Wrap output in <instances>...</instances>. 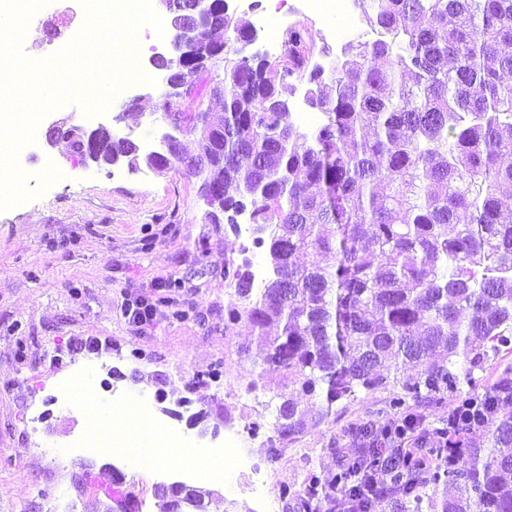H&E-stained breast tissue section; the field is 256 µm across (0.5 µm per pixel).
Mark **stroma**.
<instances>
[{"instance_id": "stroma-1", "label": "stroma", "mask_w": 512, "mask_h": 512, "mask_svg": "<svg viewBox=\"0 0 512 512\" xmlns=\"http://www.w3.org/2000/svg\"><path fill=\"white\" fill-rule=\"evenodd\" d=\"M147 89L139 82L123 91L144 97L118 125L136 141L156 132ZM49 161L59 178L41 196L0 210V512H110L104 491L115 484L136 512H159L162 487L182 479L173 465L134 479L123 459L74 450L88 433L89 409L80 401L55 404L61 386L92 385L108 405L147 386L154 417L192 448L223 445L225 429H235L232 490L207 476L191 481L211 492L209 512H306L309 476L338 472L341 449L364 428L410 412L435 432L462 398L512 372L511 344L456 390L404 398L400 409V386L359 391L269 458L265 441L291 390L280 372L255 368L249 323L224 325L231 299L225 261L259 268L266 247L229 224L204 223L197 181L180 167L88 174L73 167L65 144L50 147L40 138L18 156L32 176ZM137 294L175 296L185 316L137 328L121 312L124 297ZM89 338L101 350L83 349ZM50 448L64 449L65 463L48 460ZM285 487L291 497H282Z\"/></svg>"}]
</instances>
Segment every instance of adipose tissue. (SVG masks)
Masks as SVG:
<instances>
[{"instance_id":"adipose-tissue-1","label":"adipose tissue","mask_w":512,"mask_h":512,"mask_svg":"<svg viewBox=\"0 0 512 512\" xmlns=\"http://www.w3.org/2000/svg\"><path fill=\"white\" fill-rule=\"evenodd\" d=\"M147 395V388L133 389L125 406L111 409L100 403L92 388H83L80 393L82 400L97 410L95 419L89 423L92 431L110 429L132 438L137 447L136 456L129 463V474L133 477L171 464L175 454L171 449L161 447L155 436L145 403Z\"/></svg>"}]
</instances>
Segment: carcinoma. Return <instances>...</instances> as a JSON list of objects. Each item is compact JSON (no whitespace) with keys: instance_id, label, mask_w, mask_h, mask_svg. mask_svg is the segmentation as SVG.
Masks as SVG:
<instances>
[{"instance_id":"cac0c4a2","label":"carcinoma","mask_w":512,"mask_h":512,"mask_svg":"<svg viewBox=\"0 0 512 512\" xmlns=\"http://www.w3.org/2000/svg\"><path fill=\"white\" fill-rule=\"evenodd\" d=\"M373 40L332 55L298 21L285 52L256 66L224 59L217 98L224 116L175 113L174 132L198 138L183 165L199 189L224 191V218L239 230L248 211L256 243L268 245L267 277L229 261L235 300L224 321H247L260 339L262 370L281 371L300 398H320L314 416L289 398L278 408L279 441L326 420L360 388L390 382L412 398L457 385L489 352L512 342V216L498 197L512 185V0H355ZM246 48L252 31L224 16V41ZM213 31L184 45L181 72L197 81ZM306 81L325 121L290 120L289 99ZM335 253L336 264L318 257ZM275 326L271 336L267 328ZM410 367L415 374L399 377ZM479 436L459 425L447 457L426 467L404 448H358L342 470L314 476L371 512L363 488L384 454L392 512H512V378L476 397Z\"/></svg>"}]
</instances>
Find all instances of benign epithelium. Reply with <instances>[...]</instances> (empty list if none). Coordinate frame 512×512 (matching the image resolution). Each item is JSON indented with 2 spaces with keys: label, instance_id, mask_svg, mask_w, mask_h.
I'll list each match as a JSON object with an SVG mask.
<instances>
[{
  "label": "benign epithelium",
  "instance_id": "7a95c632",
  "mask_svg": "<svg viewBox=\"0 0 512 512\" xmlns=\"http://www.w3.org/2000/svg\"><path fill=\"white\" fill-rule=\"evenodd\" d=\"M211 0H158V10L167 22L170 41L166 53H156L150 58L151 65L163 73V85L174 97L189 96L193 86L171 79L172 71L169 66L174 64L183 44L202 29V21L211 14ZM140 96L136 95L123 104V111L112 117L107 123L99 122L94 126L88 125L83 118H70L68 121L52 122L44 134L45 142L52 146L58 140V134L64 129H70L76 135L77 148L69 149V157L75 165L86 170H100L107 166H117L126 161L124 155L109 157L102 161L104 147H112V142L122 139V136L112 128V122H119L124 111L137 107ZM207 212L206 215L220 217L224 214V195L218 188L206 191L201 195ZM172 497L175 512H187L197 498V488L183 483H173L163 488Z\"/></svg>",
  "mask_w": 512,
  "mask_h": 512
}]
</instances>
